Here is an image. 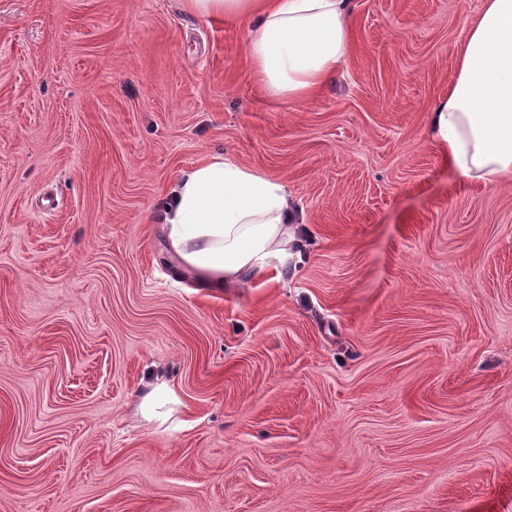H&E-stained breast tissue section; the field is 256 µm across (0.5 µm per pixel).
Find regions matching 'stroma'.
Returning a JSON list of instances; mask_svg holds the SVG:
<instances>
[{
    "label": "stroma",
    "mask_w": 512,
    "mask_h": 512,
    "mask_svg": "<svg viewBox=\"0 0 512 512\" xmlns=\"http://www.w3.org/2000/svg\"><path fill=\"white\" fill-rule=\"evenodd\" d=\"M481 0H355L270 99L237 18L0 0V512H512V185L428 141ZM228 152L297 254L202 288L160 226ZM166 380L182 427L136 412Z\"/></svg>",
    "instance_id": "stroma-1"
}]
</instances>
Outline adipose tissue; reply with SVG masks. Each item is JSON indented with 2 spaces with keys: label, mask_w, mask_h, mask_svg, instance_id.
<instances>
[{
  "label": "adipose tissue",
  "mask_w": 512,
  "mask_h": 512,
  "mask_svg": "<svg viewBox=\"0 0 512 512\" xmlns=\"http://www.w3.org/2000/svg\"><path fill=\"white\" fill-rule=\"evenodd\" d=\"M203 18L254 22L244 53L265 93L301 102L344 64L354 0H184ZM455 75L431 112L428 136L461 176L512 180V0H483L456 43ZM297 216L281 181L223 153L183 173L162 230L177 265L195 283L221 288L264 274L297 243ZM166 383L143 394L138 412L164 426L178 404Z\"/></svg>",
  "instance_id": "ef3b65f1"
}]
</instances>
